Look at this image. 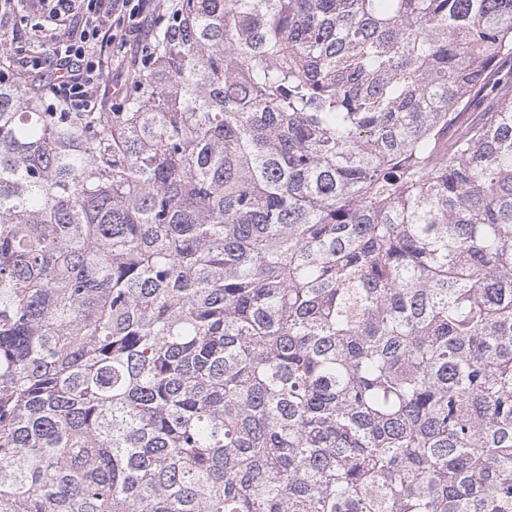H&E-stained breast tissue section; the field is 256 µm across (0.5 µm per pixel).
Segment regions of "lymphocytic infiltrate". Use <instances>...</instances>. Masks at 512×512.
I'll list each match as a JSON object with an SVG mask.
<instances>
[{
  "label": "lymphocytic infiltrate",
  "instance_id": "obj_1",
  "mask_svg": "<svg viewBox=\"0 0 512 512\" xmlns=\"http://www.w3.org/2000/svg\"><path fill=\"white\" fill-rule=\"evenodd\" d=\"M50 19L62 26V37L54 39L47 53L23 57L10 55L12 43L7 27L10 15L17 11V0H0V50L8 52V61L21 74L33 80H50L55 95L70 111H97L98 89L112 69L115 57L125 52L132 37L145 29V0H41ZM82 4V22L68 26L75 4Z\"/></svg>",
  "mask_w": 512,
  "mask_h": 512
}]
</instances>
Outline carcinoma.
Masks as SVG:
<instances>
[{"label": "carcinoma", "instance_id": "1", "mask_svg": "<svg viewBox=\"0 0 512 512\" xmlns=\"http://www.w3.org/2000/svg\"><path fill=\"white\" fill-rule=\"evenodd\" d=\"M512 0H179L107 112L0 74V512H512Z\"/></svg>", "mask_w": 512, "mask_h": 512}]
</instances>
